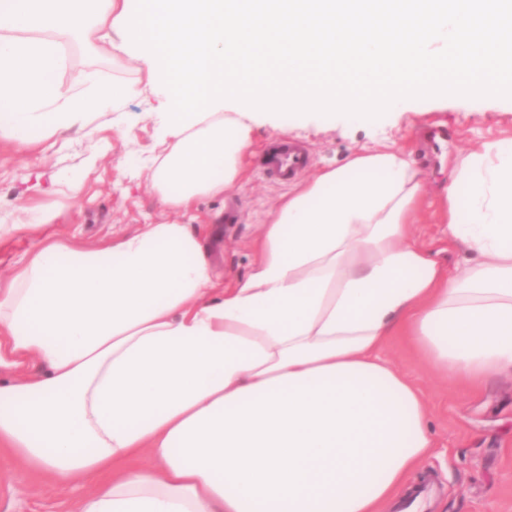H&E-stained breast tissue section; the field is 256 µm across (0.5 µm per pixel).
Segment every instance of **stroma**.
<instances>
[{
    "label": "stroma",
    "mask_w": 512,
    "mask_h": 512,
    "mask_svg": "<svg viewBox=\"0 0 512 512\" xmlns=\"http://www.w3.org/2000/svg\"><path fill=\"white\" fill-rule=\"evenodd\" d=\"M67 55L61 74L67 87L82 90L84 73L96 69L137 92L117 109L90 113L85 124L37 144L0 140V225H24L33 214L48 211L54 216L47 229L53 239L100 247L149 224H194L203 228L209 259L230 288L252 272L264 224L297 184L353 155L394 148L411 154L425 185L412 226L415 242L450 275L473 260V253L448 241L442 190L460 160L481 143L512 138L511 101L421 100L363 124L338 116L262 122L253 130V145L231 192L172 210L150 182L155 159L170 148L159 137L156 118L164 100L150 93L144 73L129 57L101 47L86 53L71 48ZM280 137L311 155V166L297 183L271 181L260 168L265 145ZM382 356L429 404L434 446L411 479L433 492L427 512H512V373L465 389L434 375L404 338H392ZM81 493L75 485L18 469L0 452V512H68Z\"/></svg>",
    "instance_id": "obj_1"
}]
</instances>
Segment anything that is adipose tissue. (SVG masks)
Here are the masks:
<instances>
[{
	"instance_id": "obj_1",
	"label": "adipose tissue",
	"mask_w": 512,
	"mask_h": 512,
	"mask_svg": "<svg viewBox=\"0 0 512 512\" xmlns=\"http://www.w3.org/2000/svg\"><path fill=\"white\" fill-rule=\"evenodd\" d=\"M460 1L0 0V139L38 142L133 93L60 79L66 36L111 44L173 105L151 185L186 208L234 188L257 111L361 122L512 97V0ZM454 181L448 240L479 260L452 277L412 238L422 184L400 150L283 199L231 288L189 224L42 240L0 288V447L83 485L73 512H383L433 444L389 337L458 385L512 370V139Z\"/></svg>"
}]
</instances>
